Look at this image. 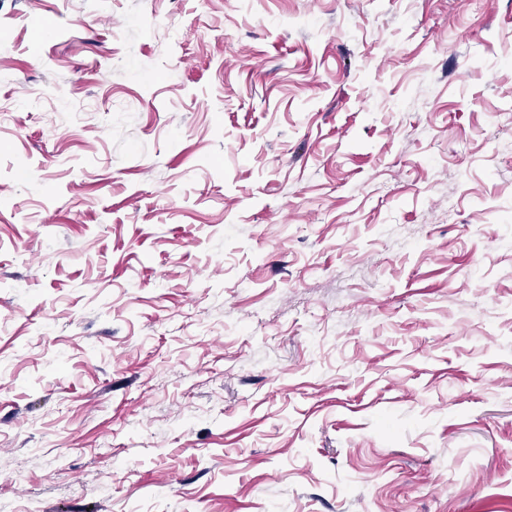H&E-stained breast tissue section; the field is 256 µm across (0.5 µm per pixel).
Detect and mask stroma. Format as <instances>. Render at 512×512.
<instances>
[{
  "label": "stroma",
  "instance_id": "1",
  "mask_svg": "<svg viewBox=\"0 0 512 512\" xmlns=\"http://www.w3.org/2000/svg\"><path fill=\"white\" fill-rule=\"evenodd\" d=\"M0 109V507L512 512V0H0Z\"/></svg>",
  "mask_w": 512,
  "mask_h": 512
}]
</instances>
